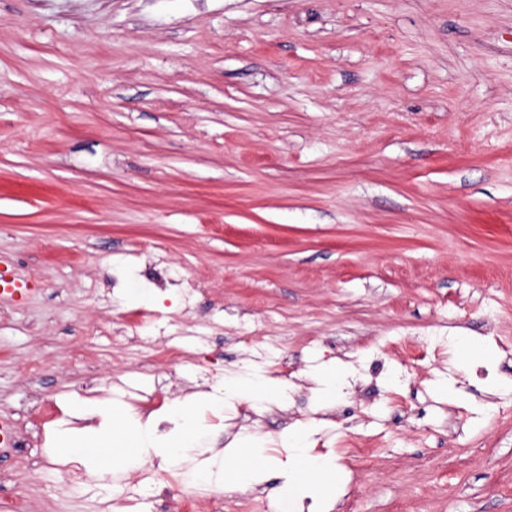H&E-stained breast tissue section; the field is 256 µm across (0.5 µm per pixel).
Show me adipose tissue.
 Wrapping results in <instances>:
<instances>
[{"label": "adipose tissue", "mask_w": 512, "mask_h": 512, "mask_svg": "<svg viewBox=\"0 0 512 512\" xmlns=\"http://www.w3.org/2000/svg\"><path fill=\"white\" fill-rule=\"evenodd\" d=\"M205 395L195 394L178 401L172 411L174 429L164 435L156 434L152 421L141 420L122 405L95 408L75 404L77 417H99L98 426L84 432L65 436L63 454L81 459L97 476L109 478L126 471L132 464L149 457L171 462L200 444L201 431L195 425L193 412L207 404ZM292 447L299 457L297 468L283 471L280 494L287 500H298L309 488L328 492L335 464L305 456L300 442ZM268 464L253 442L237 438L224 449L223 455L210 458L198 478L218 486L240 487L264 481Z\"/></svg>", "instance_id": "1"}]
</instances>
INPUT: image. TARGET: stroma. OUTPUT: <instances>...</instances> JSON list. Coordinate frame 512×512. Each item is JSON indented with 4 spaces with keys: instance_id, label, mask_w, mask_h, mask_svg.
Masks as SVG:
<instances>
[{
    "instance_id": "obj_1",
    "label": "stroma",
    "mask_w": 512,
    "mask_h": 512,
    "mask_svg": "<svg viewBox=\"0 0 512 512\" xmlns=\"http://www.w3.org/2000/svg\"><path fill=\"white\" fill-rule=\"evenodd\" d=\"M0 274L25 512H176L297 430L321 512H512V0H0ZM254 377L283 397L225 400ZM197 392L192 459L69 483L75 402ZM251 464L241 467V461ZM269 463L260 455L257 446L244 438H235L225 448L224 455L210 458L204 469L193 472L200 479L217 486L240 487L264 481Z\"/></svg>"
}]
</instances>
